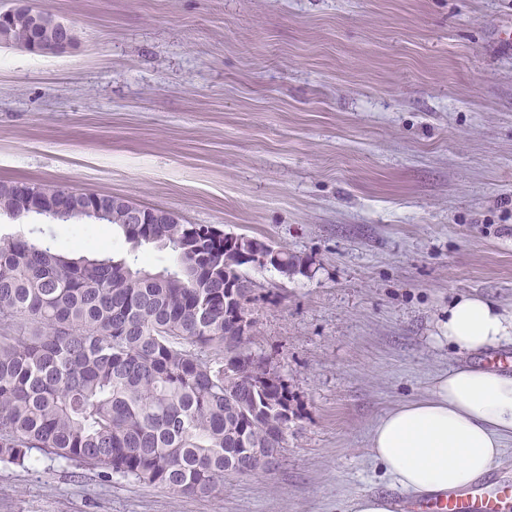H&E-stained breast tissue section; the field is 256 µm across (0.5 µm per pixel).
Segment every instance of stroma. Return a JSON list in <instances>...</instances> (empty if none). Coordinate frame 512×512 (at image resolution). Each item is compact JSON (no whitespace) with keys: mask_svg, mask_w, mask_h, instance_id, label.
Masks as SVG:
<instances>
[{"mask_svg":"<svg viewBox=\"0 0 512 512\" xmlns=\"http://www.w3.org/2000/svg\"><path fill=\"white\" fill-rule=\"evenodd\" d=\"M68 25L0 43V181L109 193L295 256L243 271L251 350L300 417L274 467L176 496L39 456L0 462V512H352L389 409L469 363L458 296L512 312V0H28ZM123 253L90 222L0 236Z\"/></svg>","mask_w":512,"mask_h":512,"instance_id":"obj_1","label":"stroma"}]
</instances>
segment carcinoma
Listing matches in <instances>:
<instances>
[{
  "mask_svg": "<svg viewBox=\"0 0 512 512\" xmlns=\"http://www.w3.org/2000/svg\"><path fill=\"white\" fill-rule=\"evenodd\" d=\"M7 32L16 45L37 37L22 12ZM69 192L0 181V212ZM99 197L101 213L76 206L59 220L117 229L124 255L0 236V461L26 468L39 450L178 496L216 495L282 453L297 419L288 386L250 350L257 298L242 272L267 260L287 273L295 257L162 209L128 224L132 202ZM148 245L174 263L150 268Z\"/></svg>",
  "mask_w": 512,
  "mask_h": 512,
  "instance_id": "carcinoma-1",
  "label": "carcinoma"
}]
</instances>
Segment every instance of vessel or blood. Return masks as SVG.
Returning <instances> with one entry per match:
<instances>
[{
	"instance_id": "vessel-or-blood-1",
	"label": "vessel or blood",
	"mask_w": 512,
	"mask_h": 512,
	"mask_svg": "<svg viewBox=\"0 0 512 512\" xmlns=\"http://www.w3.org/2000/svg\"><path fill=\"white\" fill-rule=\"evenodd\" d=\"M411 512H512V474L501 473L466 487L413 500Z\"/></svg>"
}]
</instances>
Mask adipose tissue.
I'll list each match as a JSON object with an SVG mask.
<instances>
[{"label":"adipose tissue","instance_id":"adipose-tissue-1","mask_svg":"<svg viewBox=\"0 0 512 512\" xmlns=\"http://www.w3.org/2000/svg\"><path fill=\"white\" fill-rule=\"evenodd\" d=\"M440 332L450 348L488 354L512 344V314L477 296L457 298ZM512 443V373L456 365L424 394L380 418L368 452L392 487L416 496L487 476Z\"/></svg>","mask_w":512,"mask_h":512}]
</instances>
